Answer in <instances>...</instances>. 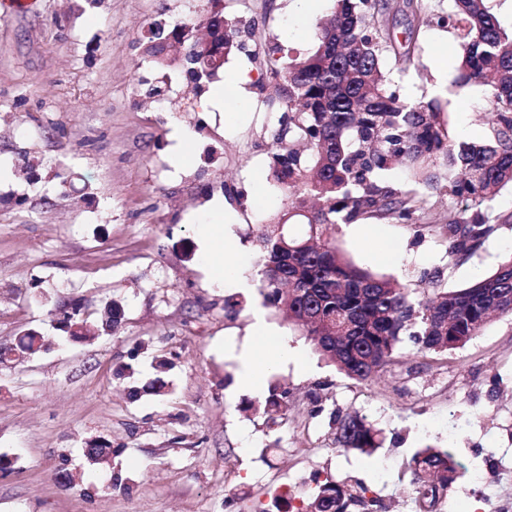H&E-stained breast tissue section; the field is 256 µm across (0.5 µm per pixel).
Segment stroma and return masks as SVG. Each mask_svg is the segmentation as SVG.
Wrapping results in <instances>:
<instances>
[{"mask_svg":"<svg viewBox=\"0 0 512 512\" xmlns=\"http://www.w3.org/2000/svg\"><path fill=\"white\" fill-rule=\"evenodd\" d=\"M208 0H36L17 11L0 0V347L36 331L50 349L0 363V512H288L278 491L312 494L325 482L375 486L377 512H416L403 466L425 444L453 448L465 466L437 512H478L494 494L512 512V317L492 319L465 347L422 355L403 341L393 365L367 381L321 359L257 288V225L287 206L271 175L278 115L268 52L310 48L315 23L293 0H229L256 22L225 73L247 71L249 105L226 122L204 106L182 66L141 56L147 21H188ZM421 50L396 76L401 94L449 96L459 139L488 132L480 88L448 95L459 54L451 34L423 31ZM162 100L148 91L159 78ZM430 229L368 222L336 227L337 248L356 266L405 283L440 271L460 288L512 255V224L471 257L448 261V199L431 201ZM231 229L232 263L244 288L209 282L205 233ZM377 237L383 251L362 244ZM239 300L236 311L225 299ZM123 307L109 335L71 341L56 326L64 305L89 318ZM263 311L303 365L267 373L264 391L237 384L239 350ZM171 362L164 395L149 392L153 361ZM288 389L290 408L268 423L255 406ZM358 412L383 432L372 455L334 444L333 415ZM110 445L93 463L89 440ZM74 484H66L64 475Z\"/></svg>","mask_w":512,"mask_h":512,"instance_id":"1","label":"stroma"}]
</instances>
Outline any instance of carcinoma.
I'll return each mask as SVG.
<instances>
[{
    "instance_id": "carcinoma-1",
    "label": "carcinoma",
    "mask_w": 512,
    "mask_h": 512,
    "mask_svg": "<svg viewBox=\"0 0 512 512\" xmlns=\"http://www.w3.org/2000/svg\"><path fill=\"white\" fill-rule=\"evenodd\" d=\"M316 24L313 45L286 52L288 62L268 65L275 96L270 106L288 113L278 125L280 144L270 157L272 176L287 191V209L256 229L260 288L266 302L288 318L315 350L345 376L367 381L395 362L404 338L424 354L461 348L493 315L512 316V257L488 276L463 288L442 291L441 274L425 272L407 285L377 277L352 264L333 238L338 224L376 219L412 224L417 232L429 197L448 195V258L475 252L512 214L492 215L489 203L512 185V32L505 29L493 0H405L413 16L399 38L387 26L386 0H331ZM448 30L460 57L455 90L483 89L491 107L490 135L480 141L451 137L438 98L411 100L394 88L385 59L408 69L428 22ZM222 55L214 58V79L229 56L240 52L239 20L224 14L217 34ZM144 58L165 66L178 59L144 38ZM404 167L423 191L396 187L384 175ZM299 221L305 237L288 233ZM48 341L30 331L15 349L30 356ZM288 411V392L270 394L263 412L272 421ZM336 447L372 454L380 432L355 414L334 419ZM460 463L447 449L425 446L408 464L417 512H434L448 494ZM363 502L354 490L326 483L307 512H348Z\"/></svg>"
}]
</instances>
